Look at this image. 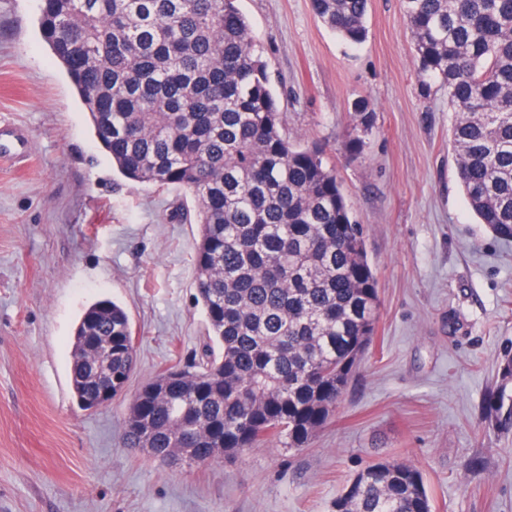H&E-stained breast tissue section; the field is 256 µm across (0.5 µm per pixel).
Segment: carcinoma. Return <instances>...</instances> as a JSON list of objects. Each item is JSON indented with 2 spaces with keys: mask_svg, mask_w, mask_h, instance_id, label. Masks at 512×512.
I'll use <instances>...</instances> for the list:
<instances>
[{
  "mask_svg": "<svg viewBox=\"0 0 512 512\" xmlns=\"http://www.w3.org/2000/svg\"><path fill=\"white\" fill-rule=\"evenodd\" d=\"M423 95L448 90L459 186L480 222L512 242V0H400ZM348 45L367 37L369 0H311ZM39 28L124 178L184 188L196 202V299L207 344L136 392L123 439L162 461L207 465L277 444L308 447L375 335L380 306L363 227L323 145L283 133L275 80L237 0H43ZM356 129L374 125L353 104ZM137 367L132 326L110 300L71 342L78 407ZM512 348L481 418L512 428ZM332 512H432L407 460L365 465Z\"/></svg>",
  "mask_w": 512,
  "mask_h": 512,
  "instance_id": "carcinoma-1",
  "label": "carcinoma"
}]
</instances>
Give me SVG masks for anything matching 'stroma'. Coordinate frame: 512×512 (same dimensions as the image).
I'll return each mask as SVG.
<instances>
[{
  "instance_id": "35a3bbf8",
  "label": "stroma",
  "mask_w": 512,
  "mask_h": 512,
  "mask_svg": "<svg viewBox=\"0 0 512 512\" xmlns=\"http://www.w3.org/2000/svg\"><path fill=\"white\" fill-rule=\"evenodd\" d=\"M282 95L291 141L324 143L365 230L381 307L372 346L301 450L269 446L189 468L126 446V398L79 409L71 337L84 309L128 312L135 394L205 344L194 300L199 226L184 189L125 180L38 26L41 0H0V119L31 135L0 165V512H331L371 461L406 459L434 512H512V430L481 418L512 346V244L456 182L448 95L423 96L400 0H370L368 37L338 40L311 0H239ZM375 125L351 155L352 105ZM481 457L483 473L466 475Z\"/></svg>"
}]
</instances>
